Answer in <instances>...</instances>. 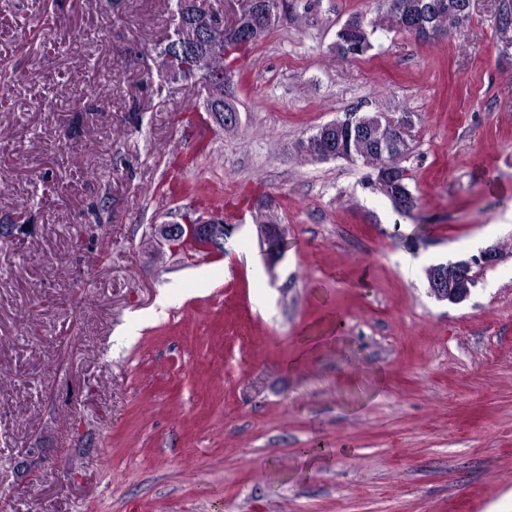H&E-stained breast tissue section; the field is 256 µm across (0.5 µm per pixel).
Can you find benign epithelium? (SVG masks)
I'll return each mask as SVG.
<instances>
[{
	"label": "benign epithelium",
	"mask_w": 512,
	"mask_h": 512,
	"mask_svg": "<svg viewBox=\"0 0 512 512\" xmlns=\"http://www.w3.org/2000/svg\"><path fill=\"white\" fill-rule=\"evenodd\" d=\"M238 7L228 16L221 14L205 15V29L215 33L225 28L235 32L237 39L244 45H251L258 37L273 29L281 20V14L273 13L264 0H236ZM393 26L410 32L416 37H439L443 27L430 25L415 17V14H401L393 9L389 12ZM210 119L220 128H230L238 123V112L231 108L223 112L210 113ZM413 127L410 113L403 112L397 117L383 118L376 113L355 120L327 123L319 128L312 140L310 153L317 161L330 159L355 158L351 136L367 134L383 148L399 144V137ZM372 174L370 184L380 187L393 206L399 210L407 208V195L402 191L405 171H397L379 163L370 164ZM236 225L226 224L224 220H215L198 215L192 220L159 224L156 234L170 250L177 251L186 244H192L205 253H217L225 239L232 234ZM261 233L267 242V256L271 261L280 255L282 240L280 225L268 219L260 225ZM500 253L495 248L483 251L480 256L468 260H459L432 265L426 270L429 293L440 301L460 303L465 301L476 283L474 267L486 268L499 260Z\"/></svg>",
	"instance_id": "obj_1"
}]
</instances>
